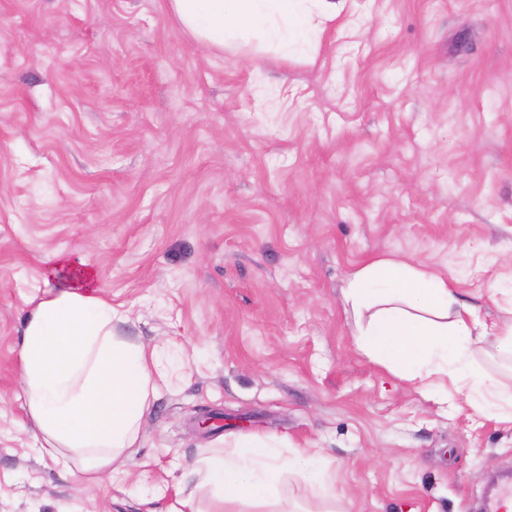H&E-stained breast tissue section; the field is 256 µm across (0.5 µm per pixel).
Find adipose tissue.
<instances>
[{
  "label": "adipose tissue",
  "instance_id": "obj_1",
  "mask_svg": "<svg viewBox=\"0 0 512 512\" xmlns=\"http://www.w3.org/2000/svg\"><path fill=\"white\" fill-rule=\"evenodd\" d=\"M167 3L193 39L217 49L254 37L285 51L309 24L307 0ZM49 264L73 267L63 254ZM73 269L32 308L20 358L40 448L92 479L135 447L161 361L155 349L117 333V314L100 296L95 271ZM342 296L359 323L361 353L425 391L459 378L481 396L479 410L512 422V384L472 363L487 327L446 278L424 265L376 259L348 276ZM279 444L274 436L241 435L227 450L203 454L169 512H309L289 500L292 479L322 501L320 512H333L323 455L306 448L284 455Z\"/></svg>",
  "mask_w": 512,
  "mask_h": 512
}]
</instances>
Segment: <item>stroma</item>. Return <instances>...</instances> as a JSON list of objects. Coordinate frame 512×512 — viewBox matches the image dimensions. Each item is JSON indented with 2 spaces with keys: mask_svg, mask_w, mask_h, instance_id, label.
Wrapping results in <instances>:
<instances>
[{
  "mask_svg": "<svg viewBox=\"0 0 512 512\" xmlns=\"http://www.w3.org/2000/svg\"><path fill=\"white\" fill-rule=\"evenodd\" d=\"M281 55L195 41L167 0H0V512H168L239 432L319 449L336 512H477L512 423L356 348L370 260L512 309V0H340ZM82 258L168 361L135 448L93 483L42 453L24 320ZM215 415L200 428V419Z\"/></svg>",
  "mask_w": 512,
  "mask_h": 512,
  "instance_id": "35a3bbf8",
  "label": "stroma"
}]
</instances>
